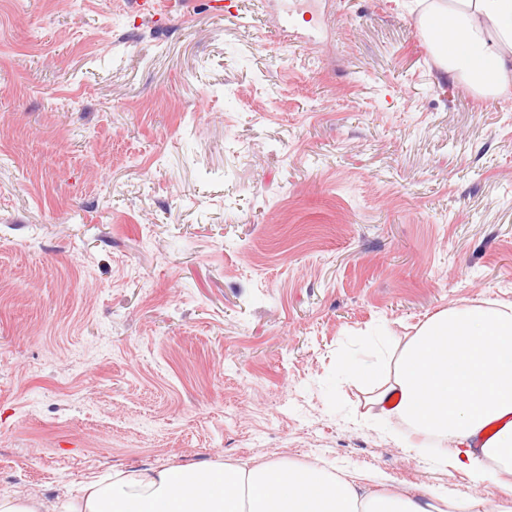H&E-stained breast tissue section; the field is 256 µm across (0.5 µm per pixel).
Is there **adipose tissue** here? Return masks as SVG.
Segmentation results:
<instances>
[{
	"instance_id": "1",
	"label": "adipose tissue",
	"mask_w": 512,
	"mask_h": 512,
	"mask_svg": "<svg viewBox=\"0 0 512 512\" xmlns=\"http://www.w3.org/2000/svg\"><path fill=\"white\" fill-rule=\"evenodd\" d=\"M419 24L445 75L481 96L512 91V0H423ZM369 386L381 416L406 426V447L435 438L436 458L512 490L511 305L435 312ZM60 512H512V502L418 500L349 473L273 462L118 473Z\"/></svg>"
}]
</instances>
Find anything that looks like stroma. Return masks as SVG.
I'll return each instance as SVG.
<instances>
[{
    "instance_id": "35a3bbf8",
    "label": "stroma",
    "mask_w": 512,
    "mask_h": 512,
    "mask_svg": "<svg viewBox=\"0 0 512 512\" xmlns=\"http://www.w3.org/2000/svg\"><path fill=\"white\" fill-rule=\"evenodd\" d=\"M0 4V495L286 461L500 499L399 441L360 374L434 312L512 302V97L419 15L316 0ZM299 6L300 3L297 1H290L289 5L288 3H280L279 32H282L286 38L297 27L300 20H305L307 23H314L316 20L315 15L308 11L302 12Z\"/></svg>"
}]
</instances>
